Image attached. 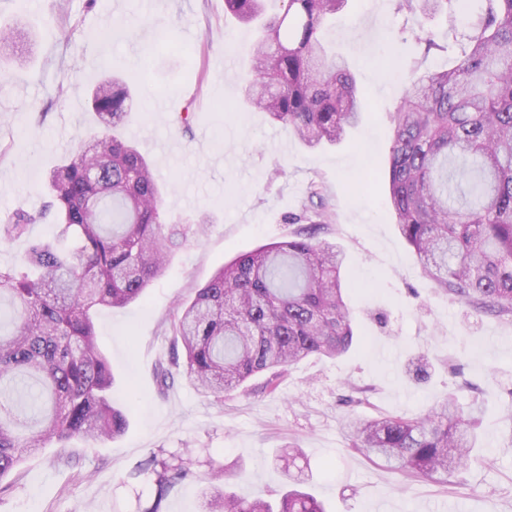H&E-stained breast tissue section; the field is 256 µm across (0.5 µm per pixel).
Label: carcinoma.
Instances as JSON below:
<instances>
[{
  "instance_id": "obj_1",
  "label": "carcinoma",
  "mask_w": 512,
  "mask_h": 512,
  "mask_svg": "<svg viewBox=\"0 0 512 512\" xmlns=\"http://www.w3.org/2000/svg\"><path fill=\"white\" fill-rule=\"evenodd\" d=\"M224 0L227 13L256 24L245 99L313 148L342 141L360 117L361 96L348 63L332 54L326 22L349 0ZM445 0H398L397 10L430 16ZM455 64L409 77L392 115L386 159L387 205L426 276L476 309L512 316V0H485ZM133 99L105 79L92 110L107 134L49 171L43 212H17L0 241L22 238L53 212L57 233L32 239L18 266L0 267V298L12 308L0 330V388L26 389L0 400V482L45 444L123 436L129 425L112 398L114 377L100 347L95 313L124 307L168 266L172 253L204 230L205 216L167 224L161 184L121 129ZM320 224L240 254L177 307L174 352L202 396L224 395L251 377L309 357L335 358L355 339L342 277L345 254L316 239ZM354 445L401 478L446 476L463 467L475 437L453 397L417 418L387 415L349 422ZM224 467L197 473L184 458L151 452L130 476L151 496L140 512H163L176 485L206 484L202 512H326L304 479L277 505L224 489Z\"/></svg>"
}]
</instances>
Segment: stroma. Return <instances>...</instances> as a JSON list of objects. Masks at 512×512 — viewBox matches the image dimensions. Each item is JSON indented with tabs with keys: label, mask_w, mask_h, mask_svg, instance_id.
I'll return each mask as SVG.
<instances>
[{
	"label": "stroma",
	"mask_w": 512,
	"mask_h": 512,
	"mask_svg": "<svg viewBox=\"0 0 512 512\" xmlns=\"http://www.w3.org/2000/svg\"><path fill=\"white\" fill-rule=\"evenodd\" d=\"M477 7L448 0L426 18L394 0H351L328 40L351 66L361 122L342 143L309 149L242 106L243 71H225L224 59L244 60L254 32L225 13L224 0H0V27L23 17L28 56L19 67L0 55V224L39 210L46 173L101 134L91 92L110 74L129 81L124 134L167 188L166 223L211 219L143 301L97 314L127 433L26 457L0 482V512H137L150 486L128 472L149 453L166 459L186 447L197 472L223 465L227 490L274 499L288 486L278 455L291 445L327 512H512V317L475 310L425 276L376 168L390 152L406 76L452 64ZM421 28L436 49L416 41ZM313 183L331 212L324 237L346 254L357 344L291 365L272 391L255 377L220 405L180 373L159 391L177 303L235 256L290 236ZM451 394L476 408L478 446L447 479L403 481L353 448L347 421L416 416ZM66 451L69 466L58 461Z\"/></svg>",
	"instance_id": "obj_1"
}]
</instances>
